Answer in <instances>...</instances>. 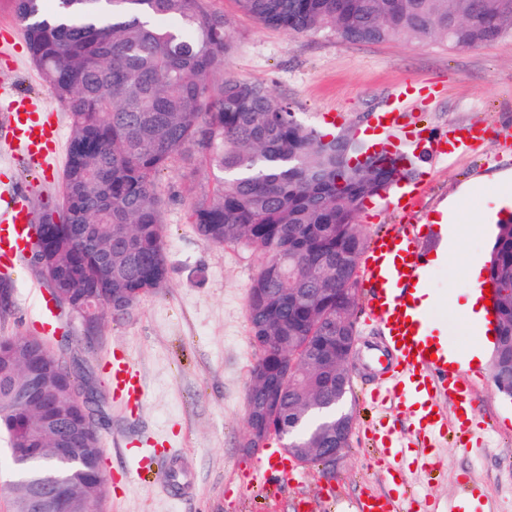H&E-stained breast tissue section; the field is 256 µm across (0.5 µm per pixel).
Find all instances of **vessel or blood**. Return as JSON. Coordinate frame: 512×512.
<instances>
[{
	"instance_id": "b4317fda",
	"label": "vessel or blood",
	"mask_w": 512,
	"mask_h": 512,
	"mask_svg": "<svg viewBox=\"0 0 512 512\" xmlns=\"http://www.w3.org/2000/svg\"><path fill=\"white\" fill-rule=\"evenodd\" d=\"M0 119L4 120L16 149L30 170L42 167L45 157L58 146L61 133L44 113L40 101L14 90L0 91ZM372 121L381 133L378 149L392 154L398 164L410 161L406 140L413 133L401 120L400 107L374 113ZM38 237L25 197L17 193L0 196V268L12 270L32 250ZM429 262L410 226L402 225L387 236L377 237L361 262V278L371 301L370 314L381 327L386 348L394 360L392 379L372 391L375 400L391 411L411 414L417 420V439L431 445L435 434L448 431V412L457 410L456 429L467 436L469 413L477 398L471 379L460 376L448 363V349L439 338L426 335V311L416 309L410 298L414 280L425 275ZM114 386L130 399L141 400L143 388L126 359L111 364ZM379 464L395 469L404 457L403 444L393 430H382ZM294 468L278 449H271L265 467L256 475L264 481L271 476L291 478ZM354 512H410L411 501L395 493H364L352 505Z\"/></svg>"
}]
</instances>
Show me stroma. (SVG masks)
I'll return each mask as SVG.
<instances>
[{
    "mask_svg": "<svg viewBox=\"0 0 512 512\" xmlns=\"http://www.w3.org/2000/svg\"><path fill=\"white\" fill-rule=\"evenodd\" d=\"M210 5L223 13L233 44L225 75L264 84L306 125L328 130L331 114L338 123L366 126L370 114L388 108L407 85L417 90L405 104L411 127L435 137L480 127L459 152L416 165L406 203L377 200L359 216L373 238L402 224L422 225L418 240L432 257L443 244L430 227L433 216L467 192L456 221L468 233L457 254L427 266L426 286L438 300L430 310L434 325L447 326L457 347L475 341L476 332L459 310L472 287L467 263H486L495 233L492 217L512 216L511 208H498V191L490 184L496 175L512 174V146L501 142L502 133L512 131V37L471 49L435 38L348 43L264 26L239 12L234 0ZM1 29L12 35L10 42L0 41V87L42 98L57 114L62 139H69V115L32 62L10 0H0ZM4 136L0 129V187L22 190L33 215L62 211L65 154L52 160L47 174L35 175L7 149ZM211 189L204 169L192 174L176 163L159 176L168 279L139 301L131 319L103 323V342L93 358L106 420L100 433L109 485L102 512H346L362 493H388L400 484L430 497L438 512H512V399L498 391L490 368L481 370L472 421V439L484 446L481 455L466 454L448 435L438 443L434 470L424 469L419 449L411 445L400 483L378 465L375 433L386 426L410 443L415 430L409 418L372 405L365 395L384 374L374 367L382 338L363 293L354 313L359 333L350 396L354 427L332 479H325L322 467L302 464L284 486L256 485L253 475L265 457L247 454L242 443L250 369L259 356L247 301L263 258L200 241L187 211ZM10 286L15 307L0 316V335L40 334L38 298L45 281L26 261ZM117 357L128 359L140 377L143 401L129 402L116 391L109 366ZM144 456L146 481L131 480L129 470ZM464 474L488 487L490 499L465 494L458 483ZM184 482L193 486L190 499H172V490Z\"/></svg>",
    "mask_w": 512,
    "mask_h": 512,
    "instance_id": "1",
    "label": "stroma"
}]
</instances>
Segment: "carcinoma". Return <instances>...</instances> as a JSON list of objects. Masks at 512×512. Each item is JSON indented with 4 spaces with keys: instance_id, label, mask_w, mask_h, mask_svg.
<instances>
[{
    "instance_id": "obj_1",
    "label": "carcinoma",
    "mask_w": 512,
    "mask_h": 512,
    "mask_svg": "<svg viewBox=\"0 0 512 512\" xmlns=\"http://www.w3.org/2000/svg\"><path fill=\"white\" fill-rule=\"evenodd\" d=\"M243 13L289 33H331L349 43L400 37H436L452 47H479L512 35V0H236ZM34 65L69 113L71 132L63 172L62 215L39 219L41 240L58 269L56 294L81 298L99 287L94 311L131 318L140 298L168 278L160 173L175 162L203 166L214 176L210 199L192 206L200 240L260 254L264 262L248 299V319L260 356L250 377L264 372L261 401L296 410L317 399L336 407L335 380L301 364L287 383L277 381L284 347L300 357L336 360L341 309L354 315L359 268L369 236L358 223L367 205L384 198L413 165L365 168L352 163L360 146L344 127L328 136L299 121L288 103L256 82L225 78L231 44L224 16L210 0H12ZM87 224L99 249L110 253L102 273L85 260L62 226ZM498 291V338L492 365L512 382V222L497 224L488 265ZM81 337L63 334L0 336V432L19 448L42 449L39 467L59 466L57 430L45 401L93 429L80 444L101 452L100 404L79 403V390L95 371ZM47 363L34 397L21 405L14 392L27 385L33 358ZM312 414L296 429L303 448H330ZM72 502L98 496L77 476L68 481ZM13 512L28 496L6 489Z\"/></svg>"
}]
</instances>
